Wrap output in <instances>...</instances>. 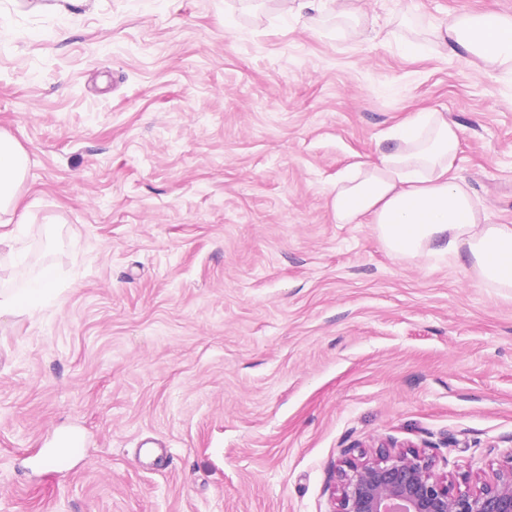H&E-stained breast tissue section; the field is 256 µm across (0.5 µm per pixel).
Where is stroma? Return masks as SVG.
Here are the masks:
<instances>
[{
    "label": "stroma",
    "instance_id": "35a3bbf8",
    "mask_svg": "<svg viewBox=\"0 0 512 512\" xmlns=\"http://www.w3.org/2000/svg\"><path fill=\"white\" fill-rule=\"evenodd\" d=\"M0 0V132L27 152L36 315L0 317V512H332L344 449L476 490L512 448V293L405 260L332 190L418 112L512 225V81L406 52L512 0ZM82 446L50 453L64 431ZM298 12H305L312 25L316 26L321 22L325 10L330 9L336 14V17L347 16L355 12L353 1L351 0H294Z\"/></svg>",
    "mask_w": 512,
    "mask_h": 512
}]
</instances>
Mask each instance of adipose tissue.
Wrapping results in <instances>:
<instances>
[{"label": "adipose tissue", "instance_id": "obj_1", "mask_svg": "<svg viewBox=\"0 0 512 512\" xmlns=\"http://www.w3.org/2000/svg\"><path fill=\"white\" fill-rule=\"evenodd\" d=\"M426 49L466 57L478 70L512 77V17L460 14L437 27ZM458 129L440 112H420L397 130L392 145L376 158L356 162L337 182L331 197L336 223L372 224L394 256L439 255L465 264L489 288L512 289V225L496 224L478 209L455 164ZM28 155L0 133V253L19 252L17 225L22 210ZM52 268L25 287L0 289V316L36 314L51 293Z\"/></svg>", "mask_w": 512, "mask_h": 512}]
</instances>
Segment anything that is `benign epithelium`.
<instances>
[{
    "label": "benign epithelium",
    "mask_w": 512,
    "mask_h": 512,
    "mask_svg": "<svg viewBox=\"0 0 512 512\" xmlns=\"http://www.w3.org/2000/svg\"><path fill=\"white\" fill-rule=\"evenodd\" d=\"M477 491H462L435 459L415 449L380 447L375 457L337 470L332 512H512V448Z\"/></svg>",
    "instance_id": "benign-epithelium-1"
}]
</instances>
